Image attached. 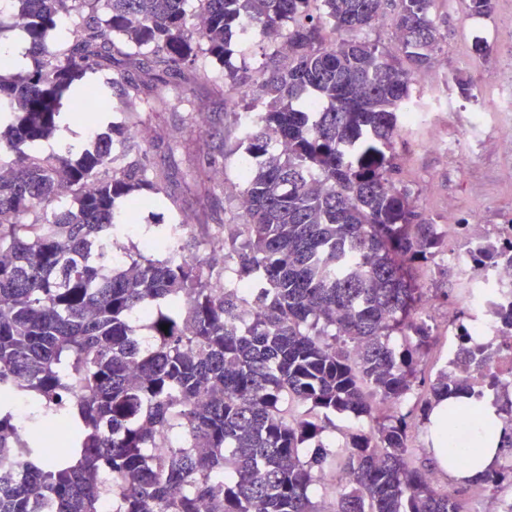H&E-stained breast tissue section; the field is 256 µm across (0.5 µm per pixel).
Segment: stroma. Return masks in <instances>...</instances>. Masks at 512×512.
<instances>
[{
	"label": "stroma",
	"instance_id": "stroma-1",
	"mask_svg": "<svg viewBox=\"0 0 512 512\" xmlns=\"http://www.w3.org/2000/svg\"><path fill=\"white\" fill-rule=\"evenodd\" d=\"M438 14L447 18L448 38L438 65L423 74L418 99L428 112L406 161L408 182L425 216L454 213L455 224L448 229V246L465 245L471 235L503 236L512 227V153L503 143L512 125L502 121L489 98L491 91L512 80V0H496L490 17L472 16L468 0H438ZM485 40L494 51L489 59L473 52L476 41ZM222 68H213L208 83L185 95L174 87L160 88L167 107L152 113L138 103H120L110 98L106 111L114 120L136 113L147 138L133 139L134 148L147 150L151 164L169 172L168 191L181 204V217H189L201 206L224 217V198L239 191V162L224 154V127L231 120L239 100L236 91L217 95ZM470 80L486 94V105L463 99L455 86L457 79ZM455 142L456 151L434 149L433 141ZM204 141L207 154L191 151L192 143ZM209 167L213 179L203 192L191 186L199 166ZM420 283L429 288L430 322L435 341L425 355L421 369L435 374L448 361V345L456 341L457 323L471 324V308L462 290L463 280L439 273L429 265L419 269ZM463 512H500L503 502L512 501V483L472 487L459 485Z\"/></svg>",
	"mask_w": 512,
	"mask_h": 512
}]
</instances>
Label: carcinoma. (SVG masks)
I'll list each match as a JSON object with an SVG mask.
<instances>
[{"mask_svg": "<svg viewBox=\"0 0 512 512\" xmlns=\"http://www.w3.org/2000/svg\"><path fill=\"white\" fill-rule=\"evenodd\" d=\"M435 0H14L29 67L0 59V512H326L312 500L332 467V512H461L434 471L409 460L412 413H381L427 386L415 410L494 390L512 449V395L485 347L460 326L454 363L418 378L434 340L418 268L448 252L400 179L406 108L437 61L446 20ZM70 40L49 41L64 14ZM390 17L392 54L362 33ZM257 44L269 69L232 62ZM224 67V87L268 97L232 112L225 155L249 157L242 189L225 197L249 222L224 221L216 272L192 252L212 237L206 213L181 261L132 259L112 268L107 236L125 213L165 204L166 169L132 154L134 122L81 149L34 147L77 118L84 99L119 88L151 112L161 85L192 93ZM143 70L100 82L105 70ZM252 115L245 123L242 116ZM71 197L74 204H60ZM126 199L125 211L116 200ZM471 279L512 268V238L468 248ZM512 347V306L496 311ZM168 330H162V326ZM404 337L395 348L390 338ZM35 404L18 435L11 402ZM336 415L368 420L328 448ZM69 424L67 447L46 451V427ZM178 444L157 453L159 437ZM312 452H307L310 444ZM512 480V464L468 485Z\"/></svg>", "mask_w": 512, "mask_h": 512, "instance_id": "obj_1", "label": "carcinoma"}]
</instances>
